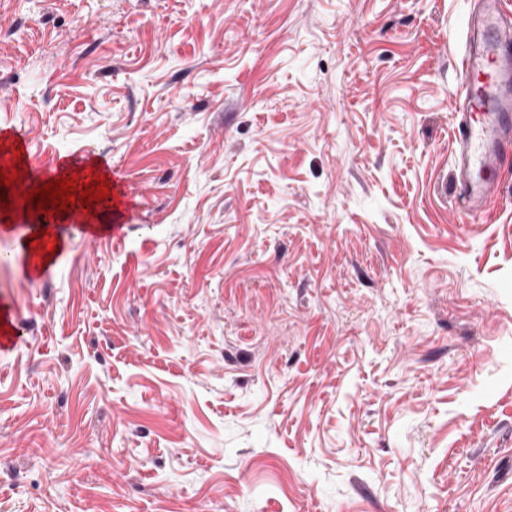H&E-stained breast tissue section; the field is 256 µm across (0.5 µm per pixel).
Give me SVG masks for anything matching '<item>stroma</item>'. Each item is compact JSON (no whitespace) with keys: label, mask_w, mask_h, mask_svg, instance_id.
Returning a JSON list of instances; mask_svg holds the SVG:
<instances>
[{"label":"stroma","mask_w":512,"mask_h":512,"mask_svg":"<svg viewBox=\"0 0 512 512\" xmlns=\"http://www.w3.org/2000/svg\"><path fill=\"white\" fill-rule=\"evenodd\" d=\"M475 0H0V127L117 236L0 232V512H512V173L454 215ZM43 225L44 226H41V228L37 231V234H39L38 239H31V236L24 238L19 242L17 248L19 253L29 256V258L33 261V268L47 264L54 256V254L47 256V253L50 252L46 249L45 241L46 237L50 238L52 234L48 224ZM41 230H44V233H41Z\"/></svg>","instance_id":"obj_1"}]
</instances>
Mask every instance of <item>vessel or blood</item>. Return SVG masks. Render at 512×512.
<instances>
[{
    "instance_id": "obj_1",
    "label": "vessel or blood",
    "mask_w": 512,
    "mask_h": 512,
    "mask_svg": "<svg viewBox=\"0 0 512 512\" xmlns=\"http://www.w3.org/2000/svg\"><path fill=\"white\" fill-rule=\"evenodd\" d=\"M466 30L450 150L458 213L474 223L490 221L512 169V0H477ZM30 141L27 131L9 129L0 137V163L15 165Z\"/></svg>"
}]
</instances>
